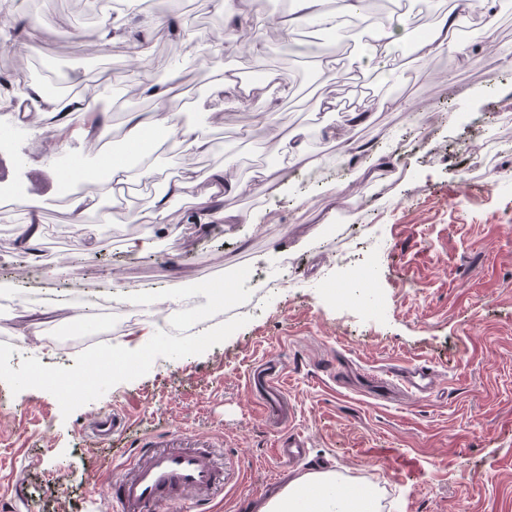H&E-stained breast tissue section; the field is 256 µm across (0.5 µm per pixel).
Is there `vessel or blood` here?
I'll return each mask as SVG.
<instances>
[{
	"label": "vessel or blood",
	"instance_id": "b4317fda",
	"mask_svg": "<svg viewBox=\"0 0 512 512\" xmlns=\"http://www.w3.org/2000/svg\"><path fill=\"white\" fill-rule=\"evenodd\" d=\"M129 423L118 408L99 415L91 424L93 443L111 447L114 435ZM208 440L183 431L168 448L148 439L112 480V500L120 512H158L161 504L184 505L197 512L224 485V469L209 450Z\"/></svg>",
	"mask_w": 512,
	"mask_h": 512
}]
</instances>
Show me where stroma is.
Segmentation results:
<instances>
[{"instance_id":"obj_1","label":"stroma","mask_w":512,"mask_h":512,"mask_svg":"<svg viewBox=\"0 0 512 512\" xmlns=\"http://www.w3.org/2000/svg\"><path fill=\"white\" fill-rule=\"evenodd\" d=\"M192 4L213 21L199 33L204 41L223 40L224 14L235 13L239 30L254 35L252 63L286 80L288 95L270 83L245 102L213 98L211 69L185 52L170 55L155 24L187 21ZM278 4L267 0L255 11L227 0L220 10L213 0H152L119 18L130 40L146 44L157 81L176 73L198 85L181 120L214 148L195 156L197 175L221 166L252 185L222 203L239 223L206 229L195 222L205 210L202 182L193 196L168 199L169 223L151 220L167 180L184 169V152L171 146L153 151L162 177L153 192H134L116 214L111 198L99 195L109 222L91 217L73 231L80 191L61 176L68 158L80 156L90 171L101 153L127 151L124 113L155 105L140 94L127 53L100 55L72 39L73 29L102 24L75 0H13L0 18V83L10 84L20 63L36 85L46 71L68 90L92 81L93 111L113 115L104 143L59 140L39 109L0 117L12 129L0 142V183L37 202L48 270L35 280L22 274L31 256L17 230L29 214L0 208V478L20 480L17 496H0V512H115L110 483L135 442L187 428L213 440L224 463L227 479L211 512H253L292 478L318 471L373 488L380 512H512V67L502 63L512 57V0H500L494 49L467 63L448 53L432 63L412 57L411 112L374 113L354 132L335 112L317 124L301 118L298 98L320 77L312 58L300 55L306 39L256 36ZM24 20L38 21L43 36L36 54L21 57L4 45ZM271 97L283 128L306 129L322 182L310 181L304 162L289 161L268 135L241 137L246 114ZM354 133L373 143L369 159L355 162L345 152ZM261 158L280 173L268 187L255 178ZM364 199L370 208L358 209ZM133 241L148 242V250H131ZM360 257L373 281L352 288ZM246 268L271 289L253 311L214 316L199 334L159 326L155 303L143 299L175 280L185 300L213 278L236 290ZM286 268L295 283L277 287ZM69 294L99 300L114 328L109 343L132 365L66 402L58 383L98 348L59 352L51 344L72 324ZM129 309L138 315L132 326L124 323ZM21 327L27 336H17ZM421 360L436 372L432 392L396 384L393 369ZM269 362L284 379L283 421L264 416L267 394L250 383ZM113 406L125 408L132 425L112 447H95L87 429ZM291 434L305 443L301 458L277 460L274 445Z\"/></svg>"}]
</instances>
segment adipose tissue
Returning <instances> with one entry per match:
<instances>
[{
    "label": "adipose tissue",
    "mask_w": 512,
    "mask_h": 512,
    "mask_svg": "<svg viewBox=\"0 0 512 512\" xmlns=\"http://www.w3.org/2000/svg\"><path fill=\"white\" fill-rule=\"evenodd\" d=\"M462 22L461 17L439 20L434 29L427 34L416 35L395 24L393 20L377 22L373 28V42L368 46L365 59L367 67L376 69L384 65L398 42L412 40L422 59L452 52L466 59L470 51L466 44L456 38V28ZM140 91L155 103V109L149 113H128L127 138L132 152L142 148L160 137H174L175 143L184 151L198 155L211 148L209 139L195 127L180 124L179 111L171 88L163 83L142 84ZM153 168L134 170L133 166L122 158L107 163H99L91 172L90 179L100 190L112 197L113 208H121L125 197L124 188L133 180L151 177ZM378 502L374 491L366 488H342L335 473H307L293 478L287 487L276 497L258 508L257 512H377Z\"/></svg>",
    "instance_id": "adipose-tissue-1"
}]
</instances>
